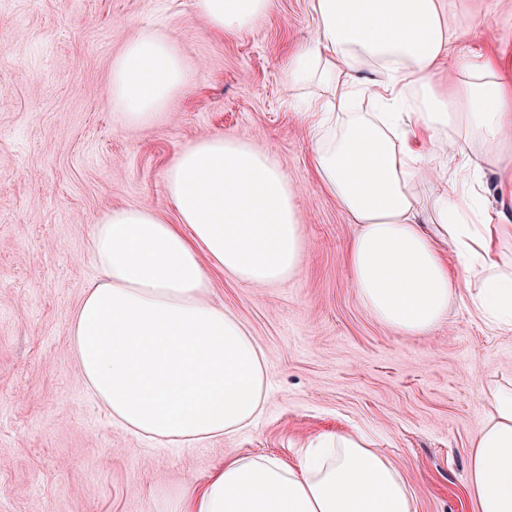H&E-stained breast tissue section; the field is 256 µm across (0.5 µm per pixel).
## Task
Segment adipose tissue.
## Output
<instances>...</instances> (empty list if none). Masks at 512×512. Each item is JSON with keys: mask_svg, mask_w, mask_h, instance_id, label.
I'll list each match as a JSON object with an SVG mask.
<instances>
[{"mask_svg": "<svg viewBox=\"0 0 512 512\" xmlns=\"http://www.w3.org/2000/svg\"><path fill=\"white\" fill-rule=\"evenodd\" d=\"M272 0H195L214 30L250 29ZM314 36L283 67L289 91L310 84L311 165L359 233L349 260L361 303L387 327L427 333L466 288L475 309L512 331V237L503 205L482 196L486 161L512 152V51L457 56L485 27L457 24L447 0H310ZM186 81L170 39L143 33L112 63L110 100L126 124L157 119ZM418 92L420 100L409 103ZM371 98L374 111L358 112ZM434 185L418 194L415 180ZM176 212L110 210L92 248L101 277L73 321L78 366L116 423L179 446L249 426L263 409L262 353L208 298L207 267L264 288L306 254L297 191L248 141L205 135L165 172ZM456 260L448 262L445 243ZM467 450L476 512H512V388ZM167 512H416L402 474L363 435L326 432L292 466L265 455L225 461L202 487L178 488Z\"/></svg>", "mask_w": 512, "mask_h": 512, "instance_id": "1", "label": "adipose tissue"}]
</instances>
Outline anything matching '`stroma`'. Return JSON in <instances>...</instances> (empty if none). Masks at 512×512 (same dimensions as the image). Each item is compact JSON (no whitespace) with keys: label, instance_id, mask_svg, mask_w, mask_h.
Instances as JSON below:
<instances>
[{"label":"stroma","instance_id":"stroma-1","mask_svg":"<svg viewBox=\"0 0 512 512\" xmlns=\"http://www.w3.org/2000/svg\"><path fill=\"white\" fill-rule=\"evenodd\" d=\"M448 15L484 17V49L512 44L501 0H448ZM147 29L175 42L188 79L159 121L132 128L109 101L112 60ZM312 35L309 0H273L253 28L224 34L194 0H0V512H162L168 491L202 486L228 458L293 465L311 436L336 430L371 437L418 512H474L467 449L489 387L512 383V331L482 320L464 290L423 335L362 305L348 257L358 227L315 177L281 68ZM206 134L274 155L308 254L266 288L209 269L211 299L264 354L266 400L252 425L172 448L89 395L71 322L100 275L97 219L123 206L172 214L166 167Z\"/></svg>","mask_w":512,"mask_h":512}]
</instances>
